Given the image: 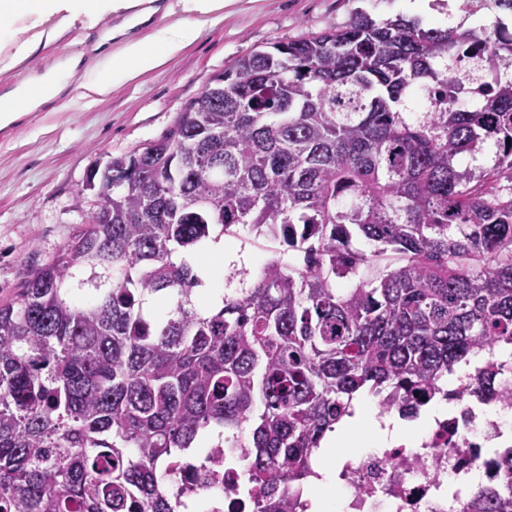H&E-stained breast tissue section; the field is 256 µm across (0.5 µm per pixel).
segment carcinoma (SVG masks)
<instances>
[{
	"mask_svg": "<svg viewBox=\"0 0 512 512\" xmlns=\"http://www.w3.org/2000/svg\"><path fill=\"white\" fill-rule=\"evenodd\" d=\"M477 39L358 10L242 56L110 158L84 227L0 305V512H180L170 460L213 427L245 449L256 512H293L360 393L416 414L512 345V73L466 105L467 74L438 68ZM484 42L512 55L505 27ZM244 226L279 249L205 309L192 258ZM475 371L465 392L512 404L499 361ZM492 465L512 474V447ZM462 512H512V485Z\"/></svg>",
	"mask_w": 512,
	"mask_h": 512,
	"instance_id": "1",
	"label": "carcinoma"
}]
</instances>
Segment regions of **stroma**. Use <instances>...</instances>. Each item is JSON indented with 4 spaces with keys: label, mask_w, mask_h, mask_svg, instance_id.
I'll return each instance as SVG.
<instances>
[{
    "label": "stroma",
    "mask_w": 512,
    "mask_h": 512,
    "mask_svg": "<svg viewBox=\"0 0 512 512\" xmlns=\"http://www.w3.org/2000/svg\"><path fill=\"white\" fill-rule=\"evenodd\" d=\"M66 7L75 17L58 38L19 65H0L1 98L29 74L81 59L57 99L0 127V302L17 297L25 272L66 244L96 205L90 171L158 140L214 75L250 51L344 26L358 10L380 22L405 12L404 0H234L168 64L91 99L82 85L109 53L101 38L118 19L78 14L74 0ZM269 249L246 230L225 240L223 258L211 262L214 291L224 290L232 264L257 270Z\"/></svg>",
    "instance_id": "1"
}]
</instances>
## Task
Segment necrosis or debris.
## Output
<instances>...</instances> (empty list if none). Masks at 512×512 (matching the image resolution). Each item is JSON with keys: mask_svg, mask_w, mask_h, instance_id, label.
Here are the masks:
<instances>
[{"mask_svg": "<svg viewBox=\"0 0 512 512\" xmlns=\"http://www.w3.org/2000/svg\"><path fill=\"white\" fill-rule=\"evenodd\" d=\"M499 439L512 444V408L499 406L494 415H479L459 397L455 411H439L419 437L346 455L337 488L344 491L346 512H458L476 489L463 486L460 474L479 468L488 483L497 480L485 448ZM234 462L214 467L194 465L188 476L209 493L207 512H247L253 496L240 488Z\"/></svg>", "mask_w": 512, "mask_h": 512, "instance_id": "necrosis-or-debris-1", "label": "necrosis or debris"}]
</instances>
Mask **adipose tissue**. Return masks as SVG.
<instances>
[{"instance_id":"ef3b65f1","label":"adipose tissue","mask_w":512,"mask_h":512,"mask_svg":"<svg viewBox=\"0 0 512 512\" xmlns=\"http://www.w3.org/2000/svg\"><path fill=\"white\" fill-rule=\"evenodd\" d=\"M228 0H165L155 5L154 0H80L78 9L89 17L104 12L120 15L121 21L112 28V37L118 47L100 66L97 77L84 84L85 96H102L113 85L134 80L139 75L163 67L192 39L213 13L224 9ZM163 13L170 22L157 42L133 36L132 31L145 19ZM77 60H66L63 67H51L39 75L25 77L10 93L14 102L11 109L0 113V123L9 124L23 113L37 111L56 99L64 90L61 70H74ZM351 440L344 427H337L326 439V449L316 464L319 480L313 481L308 498L312 512H327L330 494L327 478L336 470V451Z\"/></svg>"}]
</instances>
